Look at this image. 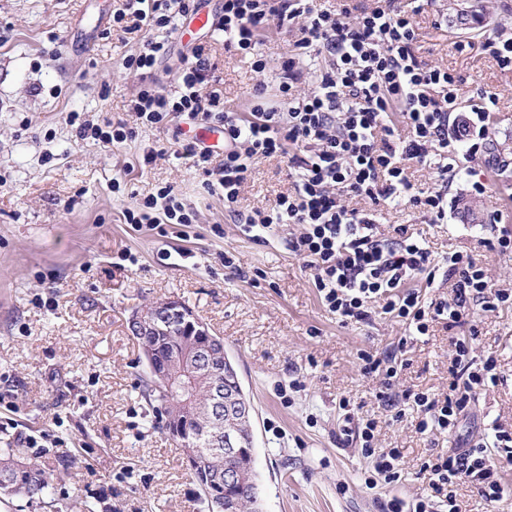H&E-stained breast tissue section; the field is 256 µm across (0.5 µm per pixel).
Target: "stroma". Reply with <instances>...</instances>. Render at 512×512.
Wrapping results in <instances>:
<instances>
[{
  "label": "stroma",
  "instance_id": "obj_1",
  "mask_svg": "<svg viewBox=\"0 0 512 512\" xmlns=\"http://www.w3.org/2000/svg\"><path fill=\"white\" fill-rule=\"evenodd\" d=\"M485 22L453 27L443 0L417 15L419 54L460 75L459 101L482 92L500 100L491 129L493 153L512 160V72L481 51L486 39L512 34V0H487ZM119 0H0V427L40 438L32 454L53 476L43 500H17L9 512H205L180 448L153 423L140 395L147 365L128 322L141 306L187 303L224 339L242 387L254 404L256 468L263 512H379L394 496L415 498L427 481L429 457L460 440L489 441L492 423L512 426V308L476 313L473 326L407 336L402 322L373 316L342 324L322 304L303 262L290 254L291 227L266 242L239 233L222 197L207 192L185 160L165 156L143 166L144 150L173 148L188 124L139 128L109 148L80 140L69 112L95 121L131 120L127 102L139 78L124 69L135 42L112 30ZM211 61L224 104L245 112L257 77L250 58L211 41ZM488 186L474 198L476 219L462 217L449 189L448 221L430 223L421 210H383L381 224L409 225L434 255L469 251L493 283L512 289V254L479 245L493 212L512 225V167L476 163ZM286 162L259 160L243 205L274 206L288 189ZM120 192H113V179ZM165 184L197 213L186 236L136 231L123 211ZM224 228L215 236L212 225ZM233 251L241 275L219 255ZM172 252L168 261L159 254ZM477 328V356H494L502 379L481 392L455 433H419L412 419L390 421L378 383L359 367L360 351L405 340L397 385L432 394L448 390L451 336ZM348 410H340V399ZM377 423L376 446L401 451V478L368 487L360 448L338 446L344 413Z\"/></svg>",
  "mask_w": 512,
  "mask_h": 512
}]
</instances>
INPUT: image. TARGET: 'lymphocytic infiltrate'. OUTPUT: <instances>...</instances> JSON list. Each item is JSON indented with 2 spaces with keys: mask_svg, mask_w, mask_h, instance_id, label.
Wrapping results in <instances>:
<instances>
[{
  "mask_svg": "<svg viewBox=\"0 0 512 512\" xmlns=\"http://www.w3.org/2000/svg\"><path fill=\"white\" fill-rule=\"evenodd\" d=\"M198 0H124L112 24L126 34H141L136 50L123 60L140 77L129 101L138 125L161 128L174 115L191 123L223 129L224 158L213 164L211 148L190 141L179 154L201 171L208 193L224 199L230 218L249 239L264 241L282 224L298 233L289 251L311 271V284L323 305L341 323L367 321L375 314L400 319L410 335H428L434 324L454 328L475 311L512 307V292L494 286L472 254L451 251L435 259L407 225L381 230L374 210L409 203L443 222L448 187L467 180L472 196L486 193L485 182L460 168L457 157L477 158L495 166L489 125L498 93L483 92L469 110L458 107L453 70L422 60L417 51V0H384L380 6L333 11L317 0H222L215 13L212 38L224 48L251 57L258 77L248 116L226 109L224 94L212 75L208 48L196 45L193 60L177 74L173 91L157 89L152 72L167 52L170 34L192 14ZM290 37L292 48L271 54L261 48L267 30ZM276 88H269L267 73ZM76 136L109 147L135 138L124 122L95 124L71 113ZM287 158L292 188L279 194L267 210H244L241 191L256 160ZM432 170L431 184L415 183L410 165ZM124 220L133 230L166 234L169 226L196 223L197 215L175 192L159 187ZM448 281L451 298H428L423 288L436 278ZM450 381L444 397L424 391L396 390L402 345L382 352H360L361 371L379 382L377 397L392 421L417 414V431L452 433L477 400L500 376L493 357L474 353L473 337L452 338ZM377 424L369 420L344 427L341 442L359 445L372 461L368 486L400 478L399 449H376ZM512 465V430L492 427L491 443H463L422 465L425 494L406 500L395 496L381 512H459L454 485L469 478L481 497L498 501L512 487L501 476Z\"/></svg>",
  "mask_w": 512,
  "mask_h": 512,
  "instance_id": "lymphocytic-infiltrate-1",
  "label": "lymphocytic infiltrate"
}]
</instances>
